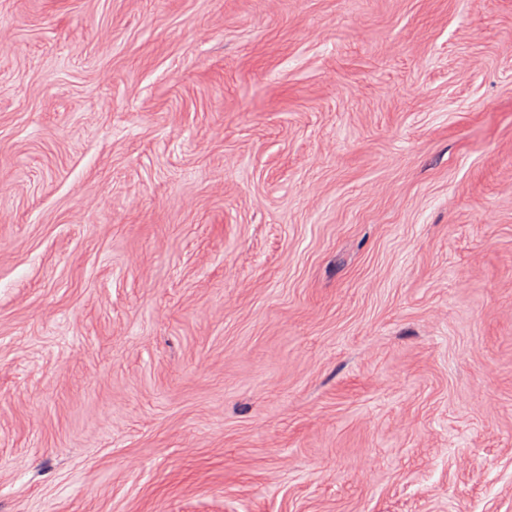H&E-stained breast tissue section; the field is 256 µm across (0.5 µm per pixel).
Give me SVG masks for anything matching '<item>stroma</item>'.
<instances>
[{"label":"stroma","instance_id":"stroma-1","mask_svg":"<svg viewBox=\"0 0 512 512\" xmlns=\"http://www.w3.org/2000/svg\"><path fill=\"white\" fill-rule=\"evenodd\" d=\"M0 512H512V0H0Z\"/></svg>","mask_w":512,"mask_h":512}]
</instances>
